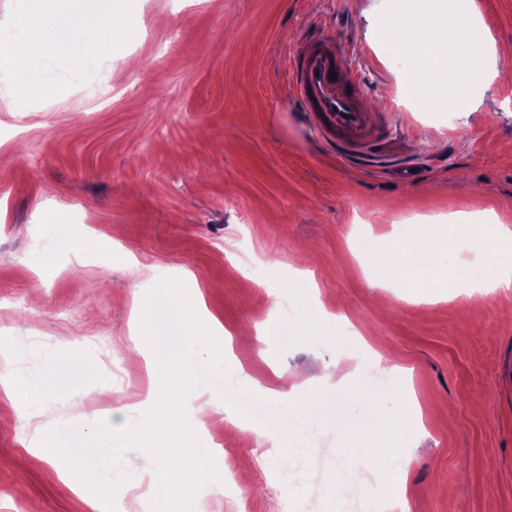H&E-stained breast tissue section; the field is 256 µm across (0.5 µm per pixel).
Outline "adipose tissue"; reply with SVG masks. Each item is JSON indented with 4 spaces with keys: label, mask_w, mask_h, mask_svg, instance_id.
Instances as JSON below:
<instances>
[{
    "label": "adipose tissue",
    "mask_w": 512,
    "mask_h": 512,
    "mask_svg": "<svg viewBox=\"0 0 512 512\" xmlns=\"http://www.w3.org/2000/svg\"><path fill=\"white\" fill-rule=\"evenodd\" d=\"M389 36L407 59L420 61L428 56L432 65L421 63L416 98L429 107L446 111L461 109L455 88L466 84L479 89L499 77L498 69L490 68L488 58L496 49L480 23L470 0H395L388 17ZM480 45L472 53V45ZM371 274L374 281L387 288L409 271H435L446 288H460L469 283L472 291L488 294L512 289V266L500 267L493 277H486L482 262L455 259L448 250V239L432 234L427 227L414 228L398 250L370 252ZM180 333L201 345L215 370L226 367L224 359V329L211 320L199 302H183L178 307ZM150 386L144 399L128 405L120 391H113V414L120 423L113 425L97 449L96 469H87L85 462L52 441L39 440L34 457L60 463L64 479L82 470H90L99 487L98 497L87 496L81 485H73L81 512H100L102 501L112 495V481L104 477L101 468L114 451L124 443H142L145 439L164 436L166 447L154 449L156 468L170 473L180 468H192L190 482H172L171 494L178 507L188 512H207V499L224 489V471L218 467H193L191 451L184 448L186 434H202L205 420L213 413L215 397L198 391L192 382L174 375L171 364L161 355H154L147 365ZM136 408V424L124 422L128 408ZM374 457L380 472L392 488L393 502L405 497V481L414 465L411 456L399 446L378 448Z\"/></svg>",
    "instance_id": "ef3b65f1"
}]
</instances>
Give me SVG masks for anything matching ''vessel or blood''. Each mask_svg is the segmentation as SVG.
<instances>
[{
  "instance_id": "obj_1",
  "label": "vessel or blood",
  "mask_w": 512,
  "mask_h": 512,
  "mask_svg": "<svg viewBox=\"0 0 512 512\" xmlns=\"http://www.w3.org/2000/svg\"><path fill=\"white\" fill-rule=\"evenodd\" d=\"M342 43L323 33L307 40L289 61V88L301 112L344 158L362 161L389 138L390 126L367 112L360 82L351 78Z\"/></svg>"
}]
</instances>
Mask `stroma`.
Masks as SVG:
<instances>
[{"label": "stroma", "mask_w": 512, "mask_h": 512, "mask_svg": "<svg viewBox=\"0 0 512 512\" xmlns=\"http://www.w3.org/2000/svg\"><path fill=\"white\" fill-rule=\"evenodd\" d=\"M134 36L104 58L112 84L96 101L91 82L10 111L0 78V374L23 383L51 373L71 395L60 423L53 399L0 392V512H77L57 465L28 450L34 436L77 455L107 435L104 386L137 401L148 389L145 358L165 351L196 385L222 394L237 371L258 380L236 407L275 443L233 430L216 415L206 433L223 443L224 471L240 491L212 497L209 512H311L327 476L349 496L337 512H387L373 458L344 453L370 421V397L325 387L333 364L351 369L380 355L403 369L375 382L399 426L422 424L410 449L406 512H512V291L449 297L432 277L381 288L355 246H390L405 214L434 220L493 212L512 230V81L494 82L468 112L412 103L415 67L387 46L390 0H136ZM491 38L512 44V0H475ZM336 25L352 73L373 112L396 130L385 161H341L298 111L288 87L292 53L323 24ZM426 168L403 182L389 160ZM79 210L83 247L112 240L110 261L79 264L52 224ZM315 280L337 319L300 327L306 305L293 271ZM191 281L229 334L230 360L213 375L207 353L180 336L168 288ZM276 287L290 312L271 309ZM149 298L161 314L133 340L134 309ZM107 342L112 370L85 375ZM321 388L336 417L297 426L281 398L287 374ZM413 385L420 403L402 397ZM290 456L273 452V445ZM112 466L122 479L149 475L152 454L130 444ZM112 487V508L126 500Z\"/></svg>", "instance_id": "35a3bbf8"}]
</instances>
